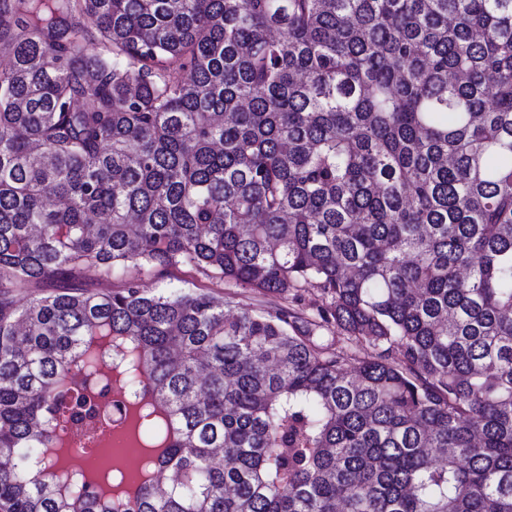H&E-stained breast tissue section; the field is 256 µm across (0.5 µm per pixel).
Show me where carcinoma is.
I'll return each instance as SVG.
<instances>
[{
	"label": "carcinoma",
	"mask_w": 512,
	"mask_h": 512,
	"mask_svg": "<svg viewBox=\"0 0 512 512\" xmlns=\"http://www.w3.org/2000/svg\"><path fill=\"white\" fill-rule=\"evenodd\" d=\"M0 55V512H512V0H0ZM177 275L181 281L177 279H165V281L159 282L148 280L146 281L144 288L147 291H158L167 288H195V286H197L199 288H211L213 295L221 300H224V296L230 292L238 293L239 297H236V301H240L242 303H254L268 308L287 304V301H285L281 295L260 293L253 289L242 288L241 286H236L233 283L227 282H224V284L221 285H216V283H212L211 280L200 274L189 272L188 269H183L182 272H179Z\"/></svg>",
	"instance_id": "obj_1"
}]
</instances>
